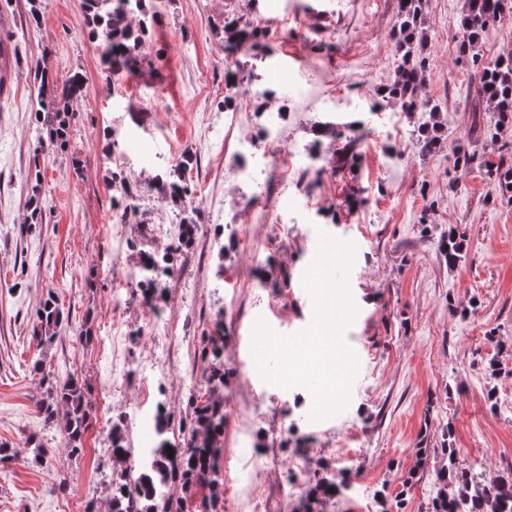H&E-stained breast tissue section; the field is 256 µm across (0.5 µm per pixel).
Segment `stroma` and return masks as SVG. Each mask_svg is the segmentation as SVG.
I'll list each match as a JSON object with an SVG mask.
<instances>
[{"instance_id":"35a3bbf8","label":"stroma","mask_w":512,"mask_h":512,"mask_svg":"<svg viewBox=\"0 0 512 512\" xmlns=\"http://www.w3.org/2000/svg\"><path fill=\"white\" fill-rule=\"evenodd\" d=\"M279 3L275 13L270 0H160L142 47L152 69L121 80L100 64L83 0H41L36 24L28 0H0V443L15 456L0 465V512H84L120 467L113 426L136 448L140 420L157 403L178 421L204 398L220 400L226 413L220 512H240L251 488L265 512H300L284 461L305 451L312 473H333L345 442L357 450L351 484L324 512H425L447 426L459 464L491 478L512 471V204L479 168L455 167L452 151L460 144L498 160L512 127L496 141L473 131L466 92L474 70L459 61L453 39L464 0L425 5L422 94L440 105L447 138L430 154L414 135L419 113L370 109L395 77L396 0ZM228 14L264 17L277 47L265 79L286 107L282 152L315 150L329 119L361 123L356 167L328 158L302 188L281 180L263 155L249 160L257 200L282 207L276 224L250 223L224 181L225 155L242 129L261 123L254 109L242 126L224 112ZM38 62L60 80L82 73L88 86L58 152L38 148L31 72ZM189 144L185 181L199 229L181 245L178 211L154 177ZM394 149L405 156L401 165L388 160ZM115 176L144 188L128 224L112 221ZM35 188L44 212L31 226ZM452 227L465 235V258L451 269L439 245ZM322 232L355 247L348 283L356 313L344 341L358 369L347 407L313 421L310 393L254 374L247 342L260 320L283 335L309 325L303 275ZM161 238L176 240L171 262L181 274L167 279L151 312L120 272ZM50 293L69 321L40 345L35 310ZM163 329L170 341L161 347L154 337ZM206 336L224 339L220 386L203 378ZM38 359L85 384L89 427L79 457L61 454L39 410L44 388L31 371ZM492 360L500 368L494 380L485 374ZM120 362L129 382L111 395ZM33 435L45 458H33ZM424 442L433 453L421 466L416 450Z\"/></svg>"}]
</instances>
